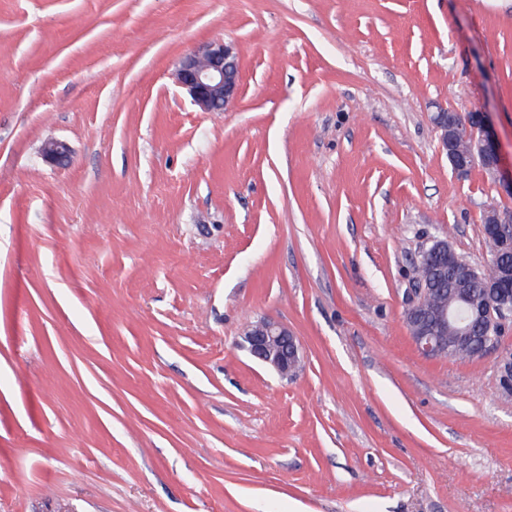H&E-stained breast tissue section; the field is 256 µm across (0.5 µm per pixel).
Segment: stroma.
<instances>
[{
	"label": "stroma",
	"mask_w": 512,
	"mask_h": 512,
	"mask_svg": "<svg viewBox=\"0 0 512 512\" xmlns=\"http://www.w3.org/2000/svg\"><path fill=\"white\" fill-rule=\"evenodd\" d=\"M214 39L222 112L174 80ZM440 104L512 165V0H0V512H512L497 354L404 319L429 239L485 264L512 208ZM174 78L202 110L222 112L240 95L238 54L224 41L212 40L183 56ZM433 123L438 133L439 145L445 151L453 170L466 174L479 162L494 182L512 196V168L505 172L500 150L490 130L485 112L470 111L465 117L457 111L438 105ZM456 117H459L460 123ZM483 234L486 240L501 239L505 233L503 224L509 237H512V211L489 208L483 214ZM241 336V345L250 356L281 378H295L303 370L304 355L299 340L286 324L261 318L249 324Z\"/></svg>",
	"instance_id": "obj_1"
}]
</instances>
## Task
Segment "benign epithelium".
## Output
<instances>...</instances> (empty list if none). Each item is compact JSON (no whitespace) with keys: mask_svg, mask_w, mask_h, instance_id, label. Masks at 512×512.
<instances>
[{"mask_svg":"<svg viewBox=\"0 0 512 512\" xmlns=\"http://www.w3.org/2000/svg\"><path fill=\"white\" fill-rule=\"evenodd\" d=\"M175 82L186 89L194 103L206 112H221L240 95V64L235 49L221 40H212L186 54L174 72ZM433 123L438 133L439 145L445 151L453 170L465 174L480 163L493 181L512 196V171L502 166L500 150L490 130L485 112L470 111L458 118L454 110L437 106ZM47 162L62 166L69 161L67 144L53 141L44 147ZM483 234L486 239H500L504 225L512 223V211L490 208L483 214ZM441 254L453 261L455 250L444 238L434 237L422 251L419 260ZM512 294V266L502 265L500 278L487 285L485 300L475 306L479 314H488L493 324H505L512 319V306L508 305ZM429 300L423 281L413 280L410 300L405 308V322L417 348L425 355L446 357L448 338L441 334L448 326V319L456 313L446 307L431 310L430 319H425L422 310ZM242 347L250 356L275 371L283 379L297 377L304 367V355L297 336L288 326L273 318H261L251 323L242 333ZM501 382L505 388L512 387V353L499 356Z\"/></svg>","mask_w":512,"mask_h":512,"instance_id":"1","label":"benign epithelium"}]
</instances>
